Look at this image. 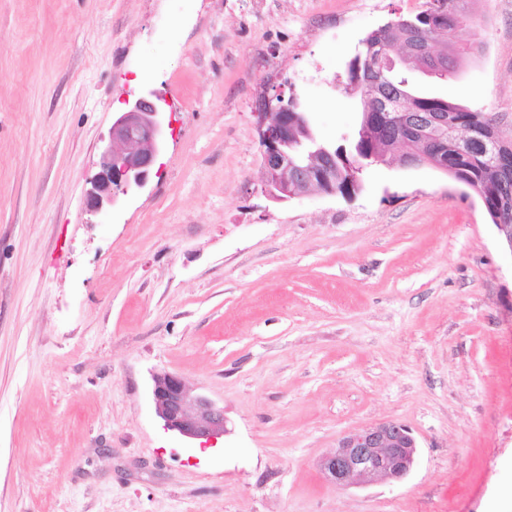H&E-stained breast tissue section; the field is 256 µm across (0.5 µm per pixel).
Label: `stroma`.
Returning <instances> with one entry per match:
<instances>
[{
    "label": "stroma",
    "mask_w": 512,
    "mask_h": 512,
    "mask_svg": "<svg viewBox=\"0 0 512 512\" xmlns=\"http://www.w3.org/2000/svg\"><path fill=\"white\" fill-rule=\"evenodd\" d=\"M0 0V512H512V261L480 199L380 164L353 196L261 192L263 97L315 138L360 126L350 59L425 0ZM480 55L427 93L512 133V0H468ZM174 134L141 192L86 193L124 104ZM222 405L217 447L164 431L151 376ZM393 420L403 481L319 459Z\"/></svg>",
    "instance_id": "stroma-1"
}]
</instances>
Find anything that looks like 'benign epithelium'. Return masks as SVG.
<instances>
[{"mask_svg": "<svg viewBox=\"0 0 512 512\" xmlns=\"http://www.w3.org/2000/svg\"><path fill=\"white\" fill-rule=\"evenodd\" d=\"M273 97L266 96L261 111L255 113L261 148L263 180L261 192L280 199L278 188L289 199L303 198L313 185L325 194L336 193V160L323 159L319 166L299 167L288 163V144L294 128L293 113L280 108L271 113ZM154 94L135 98L119 113L103 145L99 171L92 178L86 198L88 212L99 216L109 211L122 197H130L146 187L157 157L163 151L172 119L158 105ZM453 124L446 112H409L404 115V130L424 137ZM494 229L502 252L512 257V224L495 216ZM151 400L166 430L187 440L209 443L227 433L224 407L195 392L173 372L151 376ZM418 443L404 424L388 420L375 422L343 433L336 447L324 455L319 466L325 477L341 487L365 485L377 480L400 482L415 468Z\"/></svg>", "mask_w": 512, "mask_h": 512, "instance_id": "7a95c632", "label": "benign epithelium"}]
</instances>
